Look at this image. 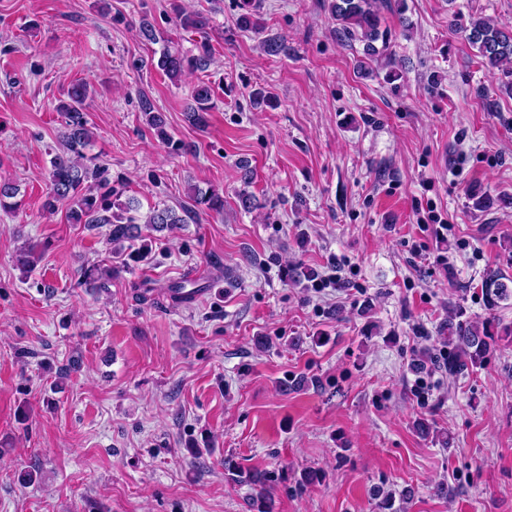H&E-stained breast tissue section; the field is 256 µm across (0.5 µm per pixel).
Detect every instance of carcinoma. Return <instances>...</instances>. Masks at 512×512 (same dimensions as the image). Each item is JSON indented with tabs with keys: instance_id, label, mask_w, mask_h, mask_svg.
Returning a JSON list of instances; mask_svg holds the SVG:
<instances>
[{
	"instance_id": "obj_1",
	"label": "carcinoma",
	"mask_w": 512,
	"mask_h": 512,
	"mask_svg": "<svg viewBox=\"0 0 512 512\" xmlns=\"http://www.w3.org/2000/svg\"><path fill=\"white\" fill-rule=\"evenodd\" d=\"M389 0H329L328 8L339 22L338 34L348 40H359L364 44V53L380 59L386 66L395 64L388 50V31L382 28L381 11L390 8ZM178 25L183 30L206 32L210 18L202 12L176 11ZM466 38L477 47L486 64L509 70L512 64V34L495 27L485 19L471 22ZM382 42V47L375 46ZM212 62L211 47L206 41L200 44L198 54L185 57L165 48L160 53L156 66L170 80L177 81L186 69L205 70ZM90 90L84 83H75L67 91V100L58 104L55 110L62 117V148L55 151L49 160V188L42 208L53 214L65 206L68 219L73 224H85L89 228H106V239L113 248H124V243L141 241L140 246L128 254V258L139 262L149 252V243L143 238L137 213L140 201L129 197L120 201L122 179H112L110 169L104 165L85 163V150L91 141L85 105ZM192 103L187 107L188 122L198 129L209 124L211 90L207 86H196L191 94ZM147 124L155 129L170 145L174 152L186 153L191 147L180 140H174L164 131L166 121L163 113L157 111L152 101L144 97L140 101ZM18 185L0 180V210L11 212L19 202ZM193 207L177 212L171 207L149 208L145 223L151 230L161 233L177 224H186L191 214L199 211L220 215L224 212V195L209 188L191 189ZM112 279V271L100 267L86 268L81 283L89 288H103ZM486 310L493 312L500 303L512 298V277L502 270L486 271L481 286ZM501 336L495 334L494 317L488 316L480 322L463 318L459 310L448 315V355L442 361L448 375L462 373L469 367H480L486 358L499 346ZM229 479L250 486V505L257 512H271L272 486L266 472L243 471L231 461L224 462Z\"/></svg>"
}]
</instances>
